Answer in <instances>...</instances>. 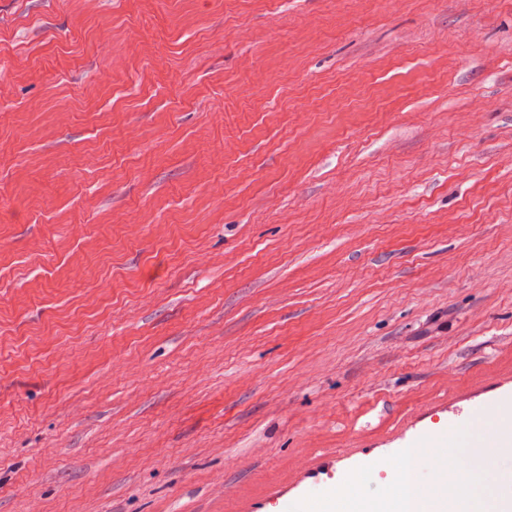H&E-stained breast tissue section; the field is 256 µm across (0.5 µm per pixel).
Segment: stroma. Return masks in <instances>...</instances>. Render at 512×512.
<instances>
[{
  "label": "stroma",
  "instance_id": "obj_1",
  "mask_svg": "<svg viewBox=\"0 0 512 512\" xmlns=\"http://www.w3.org/2000/svg\"><path fill=\"white\" fill-rule=\"evenodd\" d=\"M512 387V0H0V512H277Z\"/></svg>",
  "mask_w": 512,
  "mask_h": 512
}]
</instances>
